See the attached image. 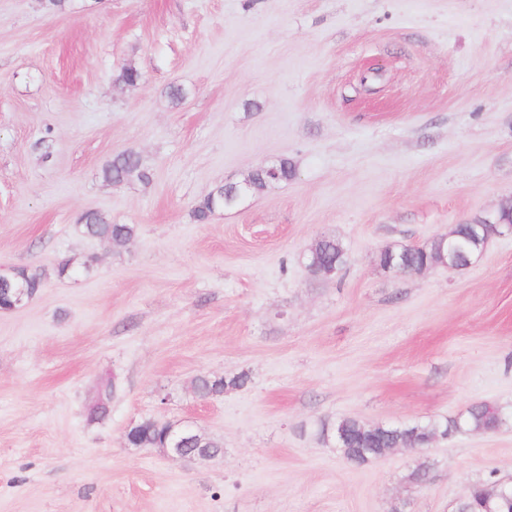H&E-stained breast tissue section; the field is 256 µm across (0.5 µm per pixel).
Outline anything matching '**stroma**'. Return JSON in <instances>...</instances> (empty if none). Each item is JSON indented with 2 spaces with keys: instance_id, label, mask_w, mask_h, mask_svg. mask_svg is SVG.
Returning <instances> with one entry per match:
<instances>
[{
  "instance_id": "obj_1",
  "label": "stroma",
  "mask_w": 512,
  "mask_h": 512,
  "mask_svg": "<svg viewBox=\"0 0 512 512\" xmlns=\"http://www.w3.org/2000/svg\"><path fill=\"white\" fill-rule=\"evenodd\" d=\"M124 150L150 183L103 181ZM281 158L288 182L195 222ZM507 199L512 0H0V266L50 272L0 311V512H451L512 482V238L461 270L378 260ZM89 210L136 237L75 234ZM325 236L348 259L323 278L306 257ZM86 255L90 273L54 276ZM240 372L242 389L192 391ZM483 402L496 428L360 465L331 434ZM144 418L224 455L130 447ZM277 161L278 160L268 161L261 167L270 176H274L276 174ZM265 172L255 169L247 179L249 184L245 181L225 183L227 186L235 189L249 185L247 193L244 196L237 197L231 189L224 185L216 187L196 206L194 210L195 220L199 223H205L216 211L232 209L238 206L245 197L265 191L269 186V178ZM247 382L246 373H240L228 379L200 375L192 381V389L199 398L209 399L222 395L226 390L241 388ZM512 490L508 483L487 478L476 483L465 501L460 505L463 512H492L499 507V498L502 493ZM489 508L490 510H486Z\"/></svg>"
}]
</instances>
